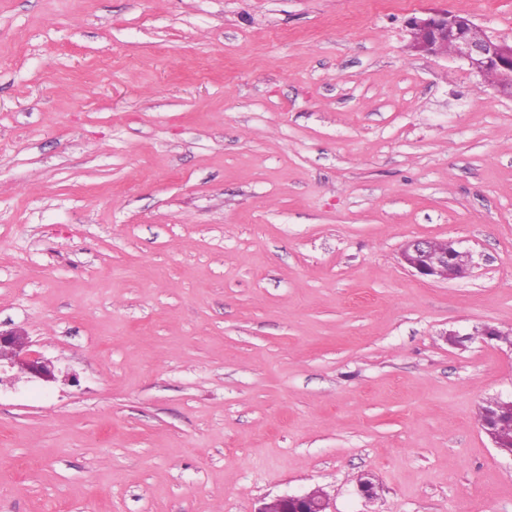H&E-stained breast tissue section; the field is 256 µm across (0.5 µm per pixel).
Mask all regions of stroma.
Here are the masks:
<instances>
[{
    "mask_svg": "<svg viewBox=\"0 0 512 512\" xmlns=\"http://www.w3.org/2000/svg\"><path fill=\"white\" fill-rule=\"evenodd\" d=\"M434 10L512 41V0H0V329L62 372L0 387V512H512V95L411 50ZM402 261L421 278L448 281L456 277L455 268L464 261L468 267L471 253L453 240L417 237L408 240L401 250ZM506 405L512 407V400L505 401L501 398L486 400L478 408V418L483 432L489 437L498 453L512 460V419L507 421L505 418L511 417V410H507L505 417L501 413ZM329 503L322 491L313 489L298 495H284L264 503L256 512H328Z\"/></svg>",
    "mask_w": 512,
    "mask_h": 512,
    "instance_id": "obj_1",
    "label": "stroma"
}]
</instances>
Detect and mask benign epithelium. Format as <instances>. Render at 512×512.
<instances>
[{
	"mask_svg": "<svg viewBox=\"0 0 512 512\" xmlns=\"http://www.w3.org/2000/svg\"><path fill=\"white\" fill-rule=\"evenodd\" d=\"M408 26L417 30L423 40L411 44L417 52L431 53V44L451 41L448 55L463 61L476 74L497 69V82L493 90L512 93V42L485 35L480 39L456 27L455 15L438 12L414 16ZM402 261L421 278L448 281L456 277L460 262L471 263V253L461 249L453 240L417 237L408 240L401 250ZM23 374L28 380L54 382L59 369L53 360L31 349L28 336L20 330H0V384L7 381L11 371ZM512 406V400L489 399L478 408L479 424L498 453L512 459V420L501 410ZM329 503L318 489L298 495H284L263 504L257 512H327Z\"/></svg>",
	"mask_w": 512,
	"mask_h": 512,
	"instance_id": "obj_1",
	"label": "benign epithelium"
}]
</instances>
